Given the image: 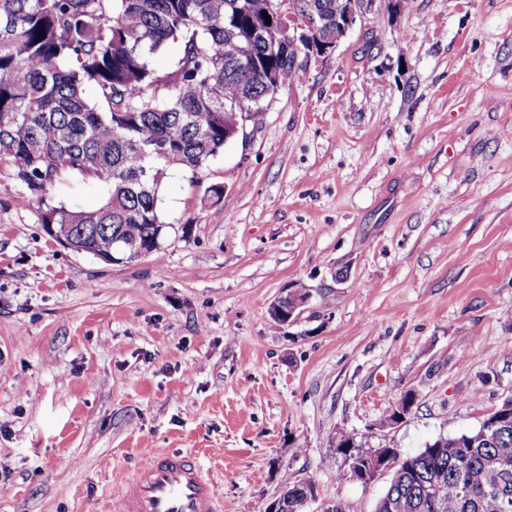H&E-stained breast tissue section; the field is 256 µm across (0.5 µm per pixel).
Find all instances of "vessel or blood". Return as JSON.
<instances>
[{
  "label": "vessel or blood",
  "mask_w": 512,
  "mask_h": 512,
  "mask_svg": "<svg viewBox=\"0 0 512 512\" xmlns=\"http://www.w3.org/2000/svg\"><path fill=\"white\" fill-rule=\"evenodd\" d=\"M113 498L115 512H224L214 479L189 452H162L148 459Z\"/></svg>",
  "instance_id": "b4317fda"
}]
</instances>
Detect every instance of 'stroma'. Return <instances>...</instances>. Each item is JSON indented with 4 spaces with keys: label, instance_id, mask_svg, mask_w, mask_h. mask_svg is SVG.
<instances>
[{
    "label": "stroma",
    "instance_id": "stroma-1",
    "mask_svg": "<svg viewBox=\"0 0 512 512\" xmlns=\"http://www.w3.org/2000/svg\"><path fill=\"white\" fill-rule=\"evenodd\" d=\"M159 209L160 249L107 264L0 163V512H113L110 487L180 449L224 512H275L288 476L305 512H374L390 476L353 479L341 434L416 453L512 399V0H379L261 125L169 170ZM309 299V295L304 296L288 289L286 294L273 302L271 314L281 321L282 327L290 326L298 320Z\"/></svg>",
    "mask_w": 512,
    "mask_h": 512
}]
</instances>
